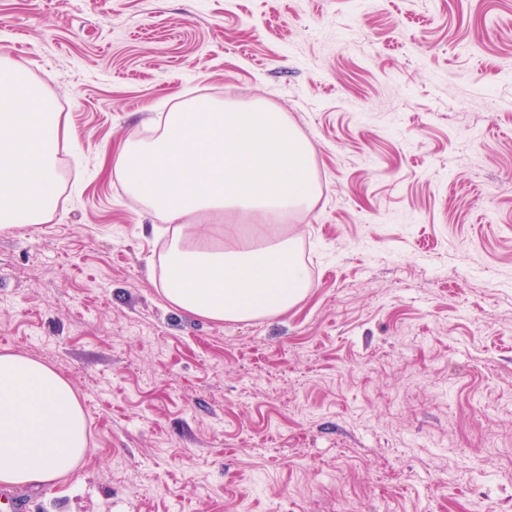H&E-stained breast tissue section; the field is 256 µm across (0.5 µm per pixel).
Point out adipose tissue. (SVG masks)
Segmentation results:
<instances>
[{"mask_svg":"<svg viewBox=\"0 0 512 512\" xmlns=\"http://www.w3.org/2000/svg\"><path fill=\"white\" fill-rule=\"evenodd\" d=\"M75 133L41 87L0 59V231L44 224L59 198L58 146ZM114 170L170 240L160 288L176 308L216 322L273 317L310 288L293 242L271 235L318 185L307 140L263 101L197 97L167 113L150 139H129ZM221 225L220 239L199 235ZM87 416L71 384L46 364L0 353V482L49 486L87 451Z\"/></svg>","mask_w":512,"mask_h":512,"instance_id":"1","label":"adipose tissue"}]
</instances>
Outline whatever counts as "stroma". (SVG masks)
Wrapping results in <instances>:
<instances>
[{"mask_svg": "<svg viewBox=\"0 0 512 512\" xmlns=\"http://www.w3.org/2000/svg\"><path fill=\"white\" fill-rule=\"evenodd\" d=\"M0 56L76 133L52 220L0 232V352L89 423L28 512H512V0H0ZM201 95L315 155L274 228L311 282L286 313L213 322L155 279L113 159Z\"/></svg>", "mask_w": 512, "mask_h": 512, "instance_id": "stroma-1", "label": "stroma"}]
</instances>
